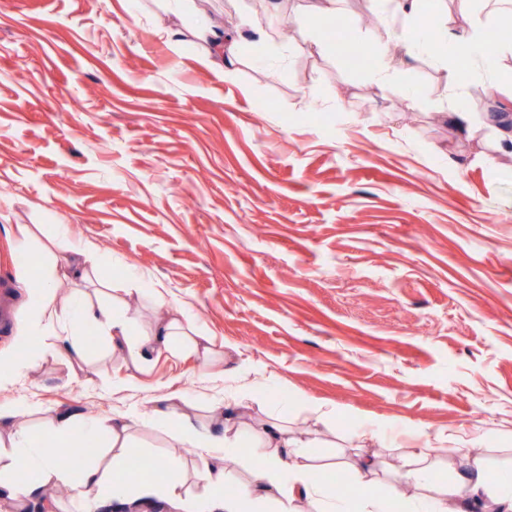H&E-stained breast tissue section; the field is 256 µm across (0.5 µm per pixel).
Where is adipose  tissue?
Wrapping results in <instances>:
<instances>
[{
  "mask_svg": "<svg viewBox=\"0 0 512 512\" xmlns=\"http://www.w3.org/2000/svg\"><path fill=\"white\" fill-rule=\"evenodd\" d=\"M453 124L462 131L479 126L494 131L490 144L493 157L512 156V133L505 126L512 117L493 112L453 110ZM53 268H46L33 300L35 317L46 324H59L71 341L67 357L85 359L86 344L74 335L78 326L93 328L105 337L113 349L125 354L137 369L144 370L151 357L165 352L184 351L201 365L215 361L218 353L212 342L197 332L184 312L174 310L140 331H133L132 318L124 303L118 300L102 303L75 293L68 302L67 315H60L55 291L49 281ZM212 419L206 430H198L190 416H181L175 438L182 443L199 444L201 464L193 473H186L181 460L171 457L161 462V475L155 483L135 486L132 479L117 480L116 472L132 455V422L123 415L113 416L106 424H79L76 414L65 411L41 421L38 430L19 424L18 412L0 408V497L25 501L43 497L49 485L70 484L74 490L75 512H100L107 501L134 503L142 497L162 495L181 500L187 485L198 489L197 512H258L262 500L271 499L288 506L299 499L314 502L315 512H348L349 505L336 501L327 487L309 478V460L314 451L309 446H297L287 429L271 424L251 429V455L263 458L265 465L252 480L240 483L238 494L225 498L224 485L232 481L231 466L236 463L240 448L226 434L233 422L243 416L242 409L229 403L212 406ZM108 445L112 460L105 465H90L75 461L69 468H58L50 458L33 460L29 450L39 437L67 440L74 435ZM442 446L426 443L415 453L410 467L398 472L392 483H382L378 475L381 461L373 456L360 457L353 464L358 495L366 512H385L390 495L415 486L423 488L422 496L411 499L408 512H512V474L489 478L486 469L474 457L472 449L459 448L456 477L450 482L435 480L433 467L442 453ZM25 471L36 472V479L19 481Z\"/></svg>",
  "mask_w": 512,
  "mask_h": 512,
  "instance_id": "adipose-tissue-1",
  "label": "adipose tissue"
}]
</instances>
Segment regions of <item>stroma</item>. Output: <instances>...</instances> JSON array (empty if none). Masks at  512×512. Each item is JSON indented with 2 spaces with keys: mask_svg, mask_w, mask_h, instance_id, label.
<instances>
[{
  "mask_svg": "<svg viewBox=\"0 0 512 512\" xmlns=\"http://www.w3.org/2000/svg\"><path fill=\"white\" fill-rule=\"evenodd\" d=\"M207 3L0 0V280L15 312L0 358L22 368L0 382V406L31 428L56 411L126 414L139 422L130 464L175 455L191 468L200 448L172 442L154 408L187 402L202 428L210 404L246 395V425L321 440L315 474L352 462L364 429L394 470L443 432L441 478L462 445L490 473L512 471V158L488 164L490 130L447 118L454 104L512 114L491 88L512 81V32L496 68L473 59L455 99L446 64L408 35L486 33L512 0H435L398 18L394 43L361 23L380 0H344L319 33L370 43L357 68L309 42L307 0ZM205 27L242 33L232 75L209 65ZM255 41L264 59L247 54ZM60 224L69 251L96 262L88 282L62 278L60 301L78 288L123 298L138 328L183 309L223 362L164 356L140 372L100 337L85 362L59 356L30 297ZM21 225L36 242L19 253ZM133 267L155 297L127 294Z\"/></svg>",
  "mask_w": 512,
  "mask_h": 512,
  "instance_id": "obj_1",
  "label": "stroma"
}]
</instances>
